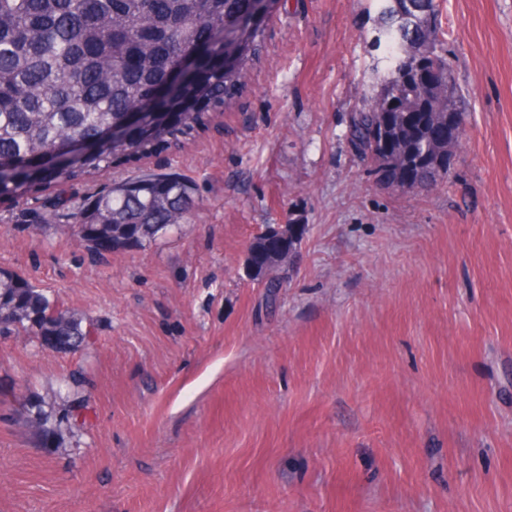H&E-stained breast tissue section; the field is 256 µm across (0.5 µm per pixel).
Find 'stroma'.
I'll list each match as a JSON object with an SVG mask.
<instances>
[{"label":"stroma","instance_id":"1","mask_svg":"<svg viewBox=\"0 0 512 512\" xmlns=\"http://www.w3.org/2000/svg\"><path fill=\"white\" fill-rule=\"evenodd\" d=\"M435 2L470 109L442 187L378 183L347 139L388 71L377 0H278L233 107L0 211V270L90 332L0 336V512H512V0ZM146 171L190 223L72 235ZM274 224L307 231L272 306L246 260Z\"/></svg>","mask_w":512,"mask_h":512}]
</instances>
